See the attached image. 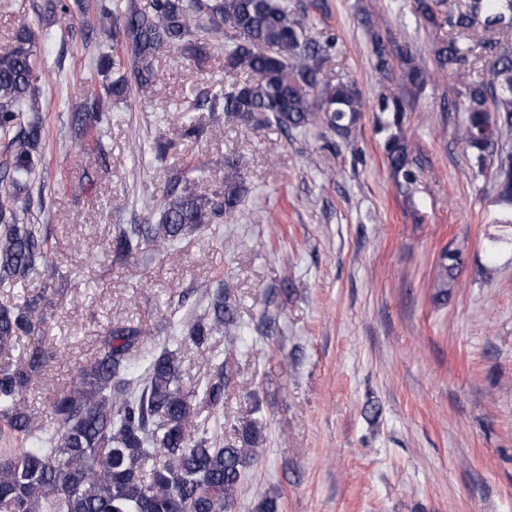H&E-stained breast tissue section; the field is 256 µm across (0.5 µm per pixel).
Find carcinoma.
<instances>
[{"label":"carcinoma","mask_w":512,"mask_h":512,"mask_svg":"<svg viewBox=\"0 0 512 512\" xmlns=\"http://www.w3.org/2000/svg\"><path fill=\"white\" fill-rule=\"evenodd\" d=\"M415 8L431 25L448 27V37L433 46L432 68L403 54L398 77L378 96L389 168L407 187L417 181L403 128L406 101L444 75L453 81L465 112L455 139L476 173L484 174L489 164L495 167L503 206L496 223L512 226V48L495 52L488 81L470 78L481 33L512 31V0H415ZM95 15L112 34V54L101 68L114 78L104 92L83 95L73 114L74 140L98 136L110 118L106 98L159 95L154 62L165 49L193 59L216 50L224 54L228 69L253 75L209 93L210 111L224 116L210 127L176 117L177 136L160 145L158 154L171 152L187 166L203 139L249 123L257 114L272 116L286 131L325 126L345 136L362 111L352 82L324 79L336 37L313 35L307 16L280 0H151L147 11L131 3L122 14L111 0H99ZM39 37L24 26L13 45L0 51V288L10 291L41 272L56 271L44 225L25 222L28 180L42 161ZM370 38L375 68L387 80L393 72L390 55L376 32ZM224 168L232 175L224 177V192L211 198L172 176L157 223L118 227L111 252L128 257L148 241L169 255L181 238L224 223L245 192L235 180L238 159L224 157ZM460 262L459 251H442L437 300H448ZM230 295V287L219 285L200 306L192 327L174 339L179 347L190 344L206 352L213 337L224 336V358L203 387L182 385L178 350L168 343L159 351L148 349L139 327L118 323L103 337L99 355L55 397L42 420L27 408L26 395L33 376L57 354L42 334L45 298L24 292L0 301V358L9 360L0 364V438L5 443L0 448V512H233L264 427L256 420L242 422L229 442L201 413L224 402L236 363L241 327ZM17 349L24 358L14 364L10 359ZM13 435L31 447H10ZM153 458L161 463L146 469Z\"/></svg>","instance_id":"carcinoma-1"}]
</instances>
